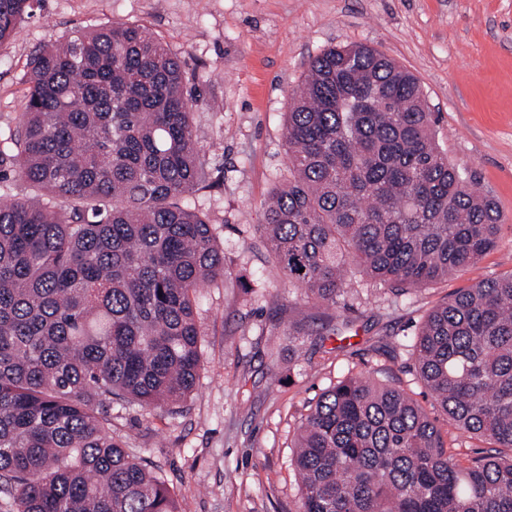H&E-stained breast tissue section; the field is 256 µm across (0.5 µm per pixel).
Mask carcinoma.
Wrapping results in <instances>:
<instances>
[{
	"label": "carcinoma",
	"instance_id": "carcinoma-1",
	"mask_svg": "<svg viewBox=\"0 0 512 512\" xmlns=\"http://www.w3.org/2000/svg\"><path fill=\"white\" fill-rule=\"evenodd\" d=\"M32 0H0V44ZM22 127L0 177L3 512H180L165 481L112 439V402L194 390L193 297L229 274L183 198L209 182L198 99L148 28L76 29L28 63ZM407 69L365 45L328 48L292 97L288 179L258 230L288 281L334 308L360 278L402 292L477 266L495 202L448 162ZM410 348L448 426L494 444L463 466L404 389L369 375L323 392L297 439L301 512H512V273L424 317Z\"/></svg>",
	"mask_w": 512,
	"mask_h": 512
}]
</instances>
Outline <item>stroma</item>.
I'll return each instance as SVG.
<instances>
[{"label":"stroma","mask_w":512,"mask_h":512,"mask_svg":"<svg viewBox=\"0 0 512 512\" xmlns=\"http://www.w3.org/2000/svg\"><path fill=\"white\" fill-rule=\"evenodd\" d=\"M147 26L183 63L199 102L193 135L210 177L203 212L232 278L201 288V363L175 410L113 404L112 436L159 471L183 512H300L295 437L322 392L370 372L404 388L440 431L445 416L395 346L477 279L512 273V0H36L0 45V141L21 128L27 62L71 31ZM365 44L411 71L435 139L502 213L478 270L397 296L355 284L328 314L289 283L257 233L288 165L291 92L312 57Z\"/></svg>","instance_id":"stroma-1"}]
</instances>
